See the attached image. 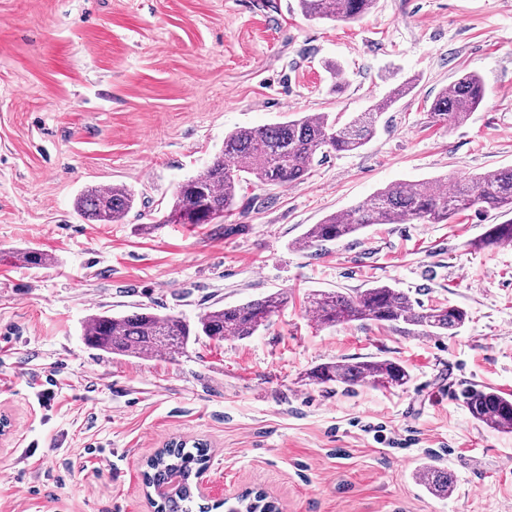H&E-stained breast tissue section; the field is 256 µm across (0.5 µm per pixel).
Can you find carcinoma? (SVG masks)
I'll return each mask as SVG.
<instances>
[{
  "label": "carcinoma",
  "instance_id": "carcinoma-1",
  "mask_svg": "<svg viewBox=\"0 0 512 512\" xmlns=\"http://www.w3.org/2000/svg\"><path fill=\"white\" fill-rule=\"evenodd\" d=\"M376 0H298L300 12L310 20L354 22L362 19ZM415 80L408 78L393 86L372 108L340 125L326 112L305 115L285 122L257 127H239L224 135V148L196 175L184 180L172 196L164 215L165 224H221L236 205L241 180L259 186L286 188L309 174L318 154L350 153L361 149L375 134L377 119L408 96ZM484 98L481 78L466 72L439 93L428 109L434 123L462 125ZM135 193L124 185L91 187L76 201L88 224H119L132 211ZM475 209L497 217L512 214V169L487 171L453 182L437 190L424 182L391 183L372 198L347 211L332 214L304 233L302 246L348 238L372 224H405L417 221L446 224L457 213ZM481 246H512V219L488 225ZM15 259L31 268L45 267L52 257L38 249H26ZM288 303L285 292L270 293L233 306H215L190 322L176 314H159L145 307L131 314L112 316L95 313L84 326L83 339L90 349L136 358L158 354L174 357L190 342L205 336L222 341L254 336ZM309 312L320 326L352 322L413 327L423 336L453 334L466 321V312L453 305L425 306L388 284L354 293L319 290L309 296ZM320 384L352 388L402 387L410 381L406 367L392 359L356 361L340 359L321 363L309 372ZM471 418L478 424L512 432V395L472 385L462 391ZM209 461L208 450L197 442L187 446L171 441L147 462L146 483L153 488L180 478L178 488L157 504V512H211L217 505L196 502L200 494L196 475ZM416 478L433 495L453 491L451 471L434 462L418 468Z\"/></svg>",
  "mask_w": 512,
  "mask_h": 512
}]
</instances>
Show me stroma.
<instances>
[{"label": "stroma", "instance_id": "obj_1", "mask_svg": "<svg viewBox=\"0 0 512 512\" xmlns=\"http://www.w3.org/2000/svg\"><path fill=\"white\" fill-rule=\"evenodd\" d=\"M463 72L483 81L478 110L430 122ZM408 78L414 91L358 152L315 159L291 187L241 183L223 223H164L227 132L295 113L344 123ZM493 169H512V0H377L352 23L306 19L295 0H0V512H154L143 471L170 440L208 444V482L230 502L256 489L280 512H512V433L478 425L461 397L471 385L512 394V247H473L493 216L298 244L388 184ZM112 184L135 193L126 221L85 223L78 195ZM26 248L53 263L14 262ZM381 283L468 319L417 336L322 327L308 311L313 291ZM277 291L287 305L245 340L149 359L82 340L93 313L192 321ZM373 357L406 365L409 384L307 377ZM430 460L452 471L453 492L419 484Z\"/></svg>", "mask_w": 512, "mask_h": 512}]
</instances>
